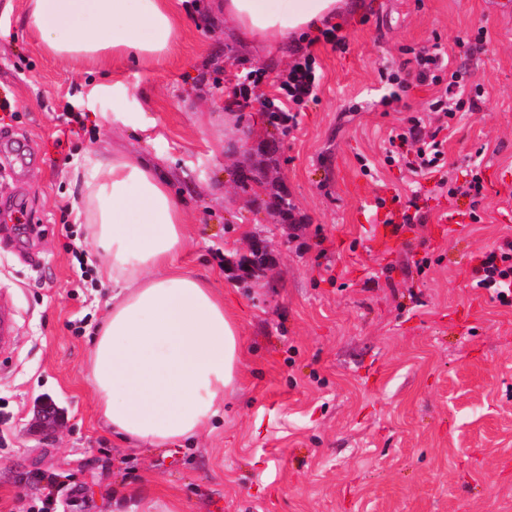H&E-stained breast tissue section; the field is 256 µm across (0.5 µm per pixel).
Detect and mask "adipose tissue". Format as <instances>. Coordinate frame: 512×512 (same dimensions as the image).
Masks as SVG:
<instances>
[{
	"instance_id": "adipose-tissue-1",
	"label": "adipose tissue",
	"mask_w": 512,
	"mask_h": 512,
	"mask_svg": "<svg viewBox=\"0 0 512 512\" xmlns=\"http://www.w3.org/2000/svg\"><path fill=\"white\" fill-rule=\"evenodd\" d=\"M339 0H222L242 43L318 34ZM90 14L92 31L70 28ZM29 24L61 59L158 61L176 36L171 0H29ZM88 224L104 253L112 304L93 337L90 381L121 443L164 448L212 432L243 370V331L210 282L184 269L188 211L146 160L87 156Z\"/></svg>"
}]
</instances>
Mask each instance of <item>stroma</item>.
<instances>
[{
	"instance_id": "stroma-1",
	"label": "stroma",
	"mask_w": 512,
	"mask_h": 512,
	"mask_svg": "<svg viewBox=\"0 0 512 512\" xmlns=\"http://www.w3.org/2000/svg\"><path fill=\"white\" fill-rule=\"evenodd\" d=\"M211 2L178 0L161 65L105 67L49 54L27 0H0V98L12 103L0 110V309L15 328L0 355V512H112L117 491L176 512H512V307L472 285L479 251L512 237V0H360L340 21L344 48L310 47L318 103L282 131L259 105L275 92L263 82L241 111L242 147L224 140L237 75L286 64L237 41ZM481 26L486 42L457 45ZM435 44L483 91L444 144L453 178L486 149L477 224L439 174L385 161L392 127L434 122L437 89L380 73L405 68V47ZM66 112L81 128L65 139ZM116 153L184 193V265L243 328V382L223 420L166 448L117 444L87 374L112 284L74 221L75 168ZM245 175L259 189H243ZM279 192L284 216L267 206ZM414 194L422 222L384 235ZM257 241L270 263L251 262ZM47 397L49 442L29 431Z\"/></svg>"
}]
</instances>
